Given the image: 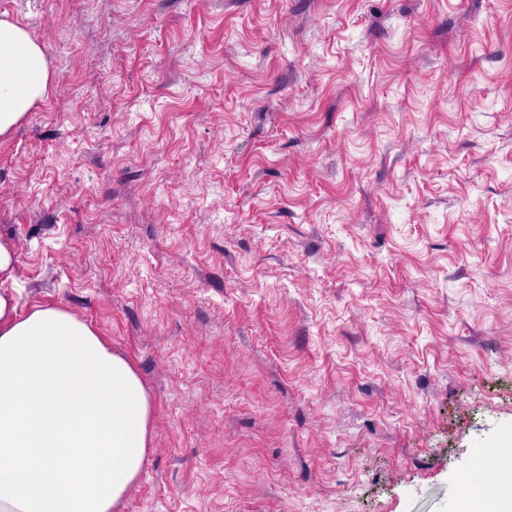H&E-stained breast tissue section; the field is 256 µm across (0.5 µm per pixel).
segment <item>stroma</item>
Masks as SVG:
<instances>
[{
  "mask_svg": "<svg viewBox=\"0 0 512 512\" xmlns=\"http://www.w3.org/2000/svg\"><path fill=\"white\" fill-rule=\"evenodd\" d=\"M21 310L128 357L119 512H461L512 439V0H0ZM52 72L29 31L0 19V138L10 133L46 96Z\"/></svg>",
  "mask_w": 512,
  "mask_h": 512,
  "instance_id": "stroma-1",
  "label": "stroma"
}]
</instances>
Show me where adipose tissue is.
Here are the masks:
<instances>
[{
	"instance_id": "obj_1",
	"label": "adipose tissue",
	"mask_w": 512,
	"mask_h": 512,
	"mask_svg": "<svg viewBox=\"0 0 512 512\" xmlns=\"http://www.w3.org/2000/svg\"><path fill=\"white\" fill-rule=\"evenodd\" d=\"M52 72L29 31L0 19V138L41 102ZM0 238V512H116L153 446L151 396L134 366L62 307L20 313ZM477 474L463 512H497L512 448Z\"/></svg>"
}]
</instances>
